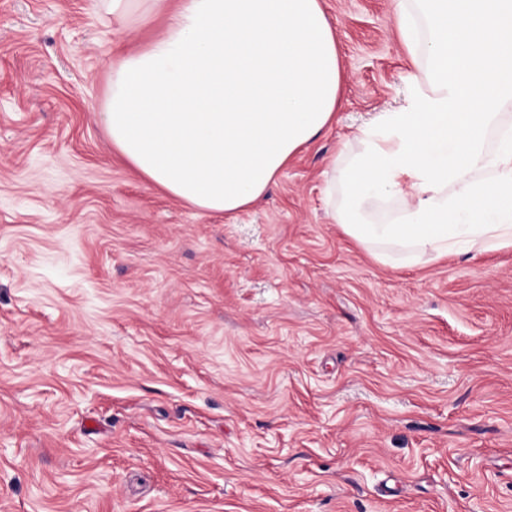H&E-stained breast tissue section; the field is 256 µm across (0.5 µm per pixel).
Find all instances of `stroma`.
Masks as SVG:
<instances>
[{
	"mask_svg": "<svg viewBox=\"0 0 512 512\" xmlns=\"http://www.w3.org/2000/svg\"><path fill=\"white\" fill-rule=\"evenodd\" d=\"M321 4L335 117L224 214L96 119L165 15L0 0V512H512V245L386 264L334 223L429 66L396 0Z\"/></svg>",
	"mask_w": 512,
	"mask_h": 512,
	"instance_id": "obj_1",
	"label": "stroma"
}]
</instances>
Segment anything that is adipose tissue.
Returning <instances> with one entry per match:
<instances>
[{
    "instance_id": "1",
    "label": "adipose tissue",
    "mask_w": 512,
    "mask_h": 512,
    "mask_svg": "<svg viewBox=\"0 0 512 512\" xmlns=\"http://www.w3.org/2000/svg\"><path fill=\"white\" fill-rule=\"evenodd\" d=\"M145 0L166 14L112 61L99 119L126 160L171 196L233 213L261 199L331 122L342 67L321 0ZM397 26L429 62L406 107L358 129L342 168L346 233L390 261L512 245V0H400ZM370 196L398 197L368 224ZM394 201H379L380 199L372 198L364 203L362 208V215L366 221L375 223L379 221H384L391 219L397 212L398 203L400 204L399 199L391 198ZM398 202V203H397ZM382 204H385L390 207L389 212L386 213L385 210L381 207Z\"/></svg>"
}]
</instances>
